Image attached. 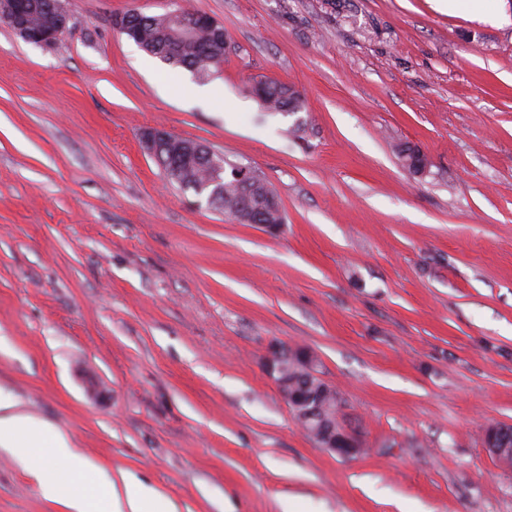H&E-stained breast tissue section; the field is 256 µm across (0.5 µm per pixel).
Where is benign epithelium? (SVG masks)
Here are the masks:
<instances>
[{
	"label": "benign epithelium",
	"mask_w": 512,
	"mask_h": 512,
	"mask_svg": "<svg viewBox=\"0 0 512 512\" xmlns=\"http://www.w3.org/2000/svg\"><path fill=\"white\" fill-rule=\"evenodd\" d=\"M0 16L9 24L16 36L27 43L40 47H54L69 31L71 21L70 13L65 5V0H58L55 9L51 10L40 22L34 26L30 23L28 9L19 0H4L0 3ZM168 18L191 32L197 31L202 26L215 28L210 17L194 14L190 17L174 11L168 14ZM183 137L173 134L165 129L148 127L140 132V142L144 151L155 158L163 146L172 149L170 161L175 165L189 166L193 163L195 154L185 149L181 143ZM202 162L210 168L211 176L203 183L194 186L193 193L206 200L207 204H220L224 199V179L219 174L224 172V155L208 147L202 153ZM234 176L241 190L247 192L250 189L256 170L245 164H237L234 168ZM298 351L280 345L273 348L265 360V368L270 377H275L281 362L288 358V351ZM278 389L293 411L294 415L305 421L314 417L317 409L306 407V403L288 391V383L276 382ZM512 439V427L508 425H490L485 430L486 448L498 462L504 467H511L512 462L503 456V451L509 447ZM323 447L343 456L350 457L360 450V442L356 435L349 433L342 437L341 442H336V436L327 433L322 439Z\"/></svg>",
	"instance_id": "benign-epithelium-1"
}]
</instances>
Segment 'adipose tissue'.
Here are the masks:
<instances>
[{
  "label": "adipose tissue",
  "mask_w": 512,
  "mask_h": 512,
  "mask_svg": "<svg viewBox=\"0 0 512 512\" xmlns=\"http://www.w3.org/2000/svg\"><path fill=\"white\" fill-rule=\"evenodd\" d=\"M0 447L11 451L51 501L68 512H177L175 503L157 492L122 495L106 474L89 482L67 470L76 456L69 439L20 410L17 402L0 399Z\"/></svg>",
  "instance_id": "adipose-tissue-1"
}]
</instances>
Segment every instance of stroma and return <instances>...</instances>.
<instances>
[{"label":"stroma","instance_id":"stroma-1","mask_svg":"<svg viewBox=\"0 0 512 512\" xmlns=\"http://www.w3.org/2000/svg\"><path fill=\"white\" fill-rule=\"evenodd\" d=\"M457 4L67 0L55 49L0 23V396L179 512H512L484 446L512 424V0ZM180 7L224 25L215 98L112 25ZM261 76L302 111H265ZM146 127L254 167L283 226L170 185ZM275 343L363 453L304 433ZM0 512L64 510L0 450Z\"/></svg>","mask_w":512,"mask_h":512}]
</instances>
